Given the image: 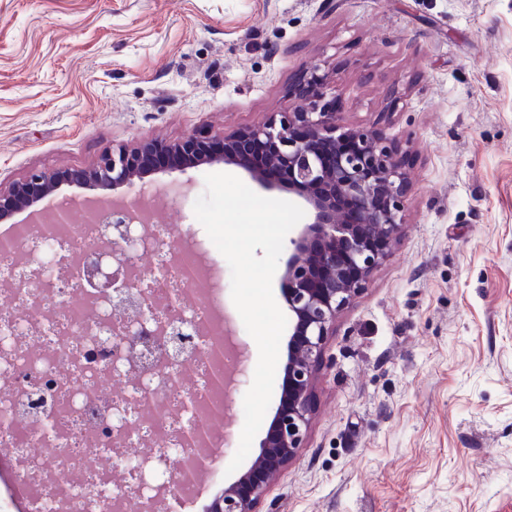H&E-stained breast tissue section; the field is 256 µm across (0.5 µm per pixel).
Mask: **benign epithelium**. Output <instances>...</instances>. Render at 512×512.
Returning <instances> with one entry per match:
<instances>
[{"label":"benign epithelium","mask_w":512,"mask_h":512,"mask_svg":"<svg viewBox=\"0 0 512 512\" xmlns=\"http://www.w3.org/2000/svg\"><path fill=\"white\" fill-rule=\"evenodd\" d=\"M328 85V75L315 67L291 89L305 100L300 109L270 112L248 127L200 129L176 142L116 145L87 169L34 171L0 191L2 223L64 184L115 191L157 172L184 174L200 164L224 163L242 169L266 191L295 193L304 201L308 221L290 240L281 281L292 317L283 391L254 463L214 497L207 512H260L273 477L288 468L306 441L326 338L339 313L367 288L372 273L390 255L403 224L409 183L400 149L375 127L343 125L334 102L327 99ZM256 141L268 144L270 164L285 171L282 180L273 182L250 167L247 157ZM192 186L189 178H174L163 185V194L175 203ZM341 199L353 204L357 223H349L340 211ZM126 200L113 196V207L103 219L121 238L129 223ZM90 274L100 278L101 287L114 289L122 307L139 317L149 315L148 302L126 291L122 272L105 271L102 258L91 262Z\"/></svg>","instance_id":"benign-epithelium-1"}]
</instances>
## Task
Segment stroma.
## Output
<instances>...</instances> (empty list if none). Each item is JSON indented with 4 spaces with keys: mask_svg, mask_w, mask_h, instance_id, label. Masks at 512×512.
<instances>
[{
    "mask_svg": "<svg viewBox=\"0 0 512 512\" xmlns=\"http://www.w3.org/2000/svg\"><path fill=\"white\" fill-rule=\"evenodd\" d=\"M327 72L348 126L400 142L411 178L391 256L337 317L304 448L262 512H512V0H0V187L83 170L116 144L236 129ZM128 195L201 243L204 177ZM243 367L205 512L233 483L258 348Z\"/></svg>",
    "mask_w": 512,
    "mask_h": 512,
    "instance_id": "stroma-1",
    "label": "stroma"
}]
</instances>
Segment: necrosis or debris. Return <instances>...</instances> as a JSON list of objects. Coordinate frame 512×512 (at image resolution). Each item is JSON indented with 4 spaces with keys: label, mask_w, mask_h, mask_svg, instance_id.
I'll list each match as a JSON object with an SVG mask.
<instances>
[{
    "label": "necrosis or debris",
    "mask_w": 512,
    "mask_h": 512,
    "mask_svg": "<svg viewBox=\"0 0 512 512\" xmlns=\"http://www.w3.org/2000/svg\"><path fill=\"white\" fill-rule=\"evenodd\" d=\"M135 292L154 319L182 327L179 363L152 335L144 360L125 341L129 322L81 276L96 249L121 256L94 209L60 203L42 219L0 229V448L37 498L35 512H154L192 494L202 447H224V372L231 345L223 298L189 237L136 224Z\"/></svg>",
    "instance_id": "4bbe7bcc"
}]
</instances>
